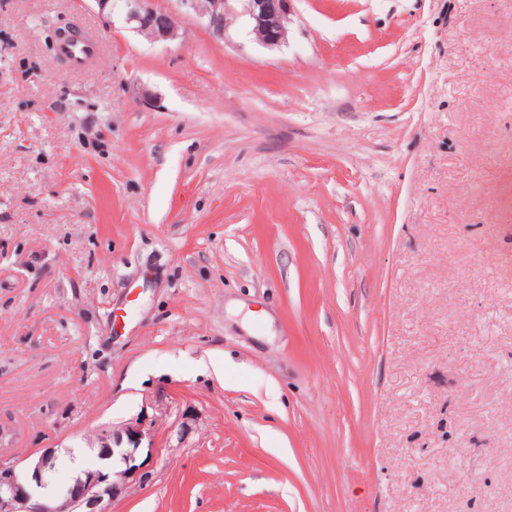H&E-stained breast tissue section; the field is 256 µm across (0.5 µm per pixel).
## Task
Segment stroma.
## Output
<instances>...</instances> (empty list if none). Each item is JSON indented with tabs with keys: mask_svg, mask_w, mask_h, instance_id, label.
<instances>
[{
	"mask_svg": "<svg viewBox=\"0 0 512 512\" xmlns=\"http://www.w3.org/2000/svg\"><path fill=\"white\" fill-rule=\"evenodd\" d=\"M158 4L0 0V461L139 419L112 512H512V0ZM99 12L110 20L116 2L123 3L125 21L151 42H172L180 37L175 15L158 7L157 0H94ZM294 0H177L186 13L195 14L217 39H224L228 24L247 18L250 33L262 46L274 49L288 40ZM238 3L242 4L241 11Z\"/></svg>",
	"mask_w": 512,
	"mask_h": 512,
	"instance_id": "35a3bbf8",
	"label": "stroma"
}]
</instances>
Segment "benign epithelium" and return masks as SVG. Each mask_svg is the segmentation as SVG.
Instances as JSON below:
<instances>
[{"mask_svg": "<svg viewBox=\"0 0 512 512\" xmlns=\"http://www.w3.org/2000/svg\"><path fill=\"white\" fill-rule=\"evenodd\" d=\"M123 3L125 21L131 29L151 42H172L180 37L175 15L157 6V0H93L99 12L113 18L116 2ZM186 13L195 14L211 34L225 37L231 20L244 16L254 39L274 49L288 40L292 0H177ZM146 434L145 424L137 420L123 430L97 433L86 439L98 449V458L119 459V464L81 469L69 485L53 493V504L38 499L48 488L47 476L55 467L56 451L45 449L25 469L0 462V512H111L113 498L141 480L136 464L139 444ZM131 447H122L123 440Z\"/></svg>", "mask_w": 512, "mask_h": 512, "instance_id": "1", "label": "benign epithelium"}]
</instances>
